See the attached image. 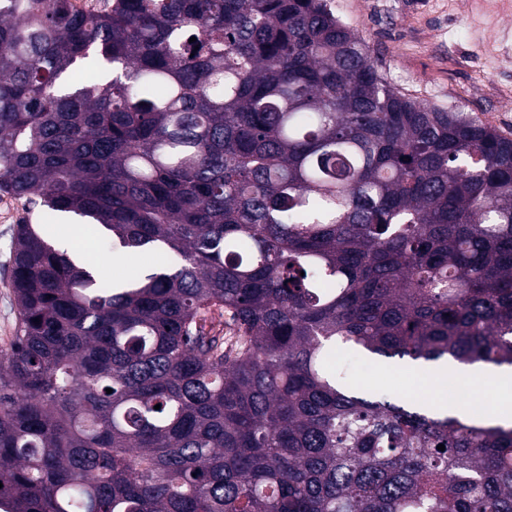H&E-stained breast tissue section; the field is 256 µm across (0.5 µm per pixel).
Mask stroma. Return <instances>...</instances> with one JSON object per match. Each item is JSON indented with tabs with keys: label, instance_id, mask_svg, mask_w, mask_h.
Wrapping results in <instances>:
<instances>
[{
	"label": "stroma",
	"instance_id": "35a3bbf8",
	"mask_svg": "<svg viewBox=\"0 0 512 512\" xmlns=\"http://www.w3.org/2000/svg\"><path fill=\"white\" fill-rule=\"evenodd\" d=\"M362 35L384 77L430 106L466 112L512 136V0H330ZM28 204L0 192V348L14 334L10 286L16 227ZM419 364L354 361L368 392L406 398L419 391Z\"/></svg>",
	"mask_w": 512,
	"mask_h": 512
}]
</instances>
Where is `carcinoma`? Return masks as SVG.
<instances>
[{"label": "carcinoma", "instance_id": "cac0c4a2", "mask_svg": "<svg viewBox=\"0 0 512 512\" xmlns=\"http://www.w3.org/2000/svg\"><path fill=\"white\" fill-rule=\"evenodd\" d=\"M0 191L47 208L0 512H512V426L328 367H512V138L392 87L328 0H0ZM57 212L177 266L107 282Z\"/></svg>", "mask_w": 512, "mask_h": 512}]
</instances>
